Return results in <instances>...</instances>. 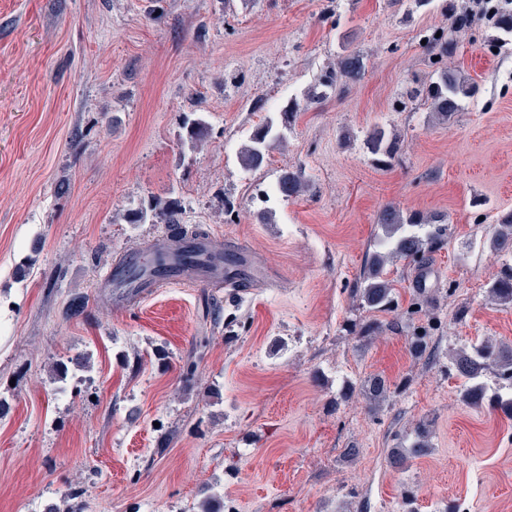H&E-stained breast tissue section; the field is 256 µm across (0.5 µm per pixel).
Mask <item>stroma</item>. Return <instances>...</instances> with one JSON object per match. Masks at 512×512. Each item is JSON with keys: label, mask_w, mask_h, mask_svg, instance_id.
I'll use <instances>...</instances> for the list:
<instances>
[{"label": "stroma", "mask_w": 512, "mask_h": 512, "mask_svg": "<svg viewBox=\"0 0 512 512\" xmlns=\"http://www.w3.org/2000/svg\"><path fill=\"white\" fill-rule=\"evenodd\" d=\"M467 3L0 0V512H188L205 488L229 512H405L408 491L416 512H512V420L465 404L449 363L478 339L512 344V307L486 292L494 219L512 212V48L489 49L480 22L457 35L444 64L482 91L451 122L402 95L433 70L424 34ZM347 48L362 79L242 169V140ZM377 125L401 144L389 168L366 144ZM298 168L311 191L257 223ZM169 198L271 284L218 289V316L190 286L114 305L102 275L168 232L125 210ZM389 204L452 236L424 271L393 266L400 328L378 315L367 342L345 329L366 317L350 290ZM425 312L438 326L417 357L403 329ZM374 374L390 394L372 412ZM423 419L430 452L391 467ZM390 387L387 381L379 376L374 375L368 377L361 388L362 394L368 404L370 410L376 411L389 396Z\"/></svg>", "instance_id": "35a3bbf8"}]
</instances>
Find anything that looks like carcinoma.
Returning <instances> with one entry per match:
<instances>
[{
	"instance_id": "cac0c4a2",
	"label": "carcinoma",
	"mask_w": 512,
	"mask_h": 512,
	"mask_svg": "<svg viewBox=\"0 0 512 512\" xmlns=\"http://www.w3.org/2000/svg\"><path fill=\"white\" fill-rule=\"evenodd\" d=\"M459 18H454L448 31L425 36L426 48L432 57L444 58L452 53L454 35ZM491 41L501 48L512 44V8L497 11L489 22ZM365 72L364 56L357 50L342 54L336 66L321 73L301 97L288 101L283 114L294 118L305 107L321 103L336 95V89L346 88L361 80ZM479 93V86L472 79L446 67L434 70L429 77L415 82L407 88V98L428 105L438 121L446 123L463 109V103ZM188 141L193 146L204 144L208 136V122L198 116L184 121ZM288 127L275 117L268 116L258 124L238 149V162L248 171L266 166L272 153L286 144ZM371 152L380 156L385 167L393 165L398 158V142L385 130L375 127L367 137ZM311 189V181L305 171L283 173L277 183L276 193L285 198H298ZM179 208L175 202L154 201L146 206L131 209L125 216L130 224L148 221H163L175 225V245L205 236L198 227L186 228L178 218ZM377 226L381 232L375 235L372 249L367 253L359 282L350 290L352 298L359 301L372 313L394 314L399 308V291L396 280L390 277V266L399 261L422 263L426 255L439 251L451 234L448 224L438 223V216L408 213L399 206L389 204L378 215ZM491 248L505 256L512 254V212L500 216L490 238ZM487 293L497 303L512 306V263L506 261L487 283ZM380 328L376 321L362 325L356 321L347 323V331L370 341ZM434 317L427 316L425 323L412 329L407 337L410 351L416 357L424 355L430 348ZM450 365L456 375L463 379L461 397L463 402L475 408H487L512 419V346L496 344L489 340H478L454 352ZM490 374L502 380V385L492 388L486 382ZM387 381L379 376L368 377L361 388L362 394L372 410H377L389 396ZM432 429L425 421L419 422L403 438L398 447L391 449L390 462L404 467L413 458L425 455L431 448Z\"/></svg>"
}]
</instances>
